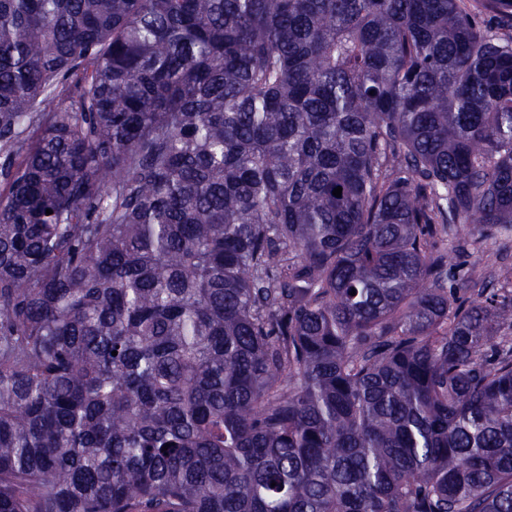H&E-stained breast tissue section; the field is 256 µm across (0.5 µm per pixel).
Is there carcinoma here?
Listing matches in <instances>:
<instances>
[{
  "instance_id": "cac0c4a2",
  "label": "carcinoma",
  "mask_w": 512,
  "mask_h": 512,
  "mask_svg": "<svg viewBox=\"0 0 512 512\" xmlns=\"http://www.w3.org/2000/svg\"><path fill=\"white\" fill-rule=\"evenodd\" d=\"M506 26L0 0V512H512ZM463 240V236L450 232L441 242L442 249L448 253V266L455 273V279L476 284L475 288L491 284L500 288L497 282L499 269L512 266V236L502 234L476 243L465 239L468 241L465 248L462 247Z\"/></svg>"
}]
</instances>
